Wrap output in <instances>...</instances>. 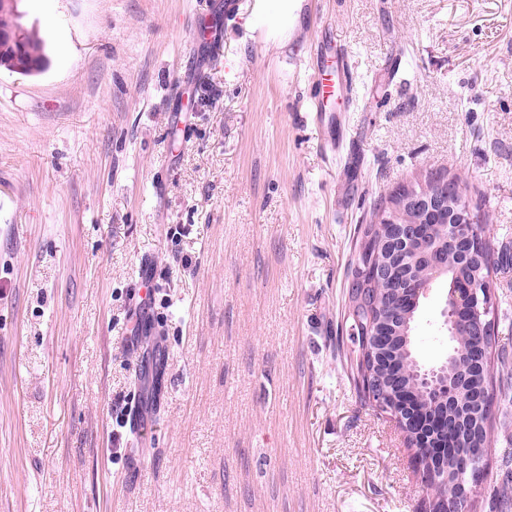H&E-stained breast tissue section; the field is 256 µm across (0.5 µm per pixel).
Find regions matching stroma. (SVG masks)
<instances>
[{
  "label": "stroma",
  "instance_id": "stroma-1",
  "mask_svg": "<svg viewBox=\"0 0 512 512\" xmlns=\"http://www.w3.org/2000/svg\"><path fill=\"white\" fill-rule=\"evenodd\" d=\"M251 4H19L49 63L0 69V512H422L336 328L358 225L412 177H458L512 254V0H306L281 47ZM321 40L352 66L323 118ZM492 285L507 387L512 261ZM493 412L481 512H512Z\"/></svg>",
  "mask_w": 512,
  "mask_h": 512
}]
</instances>
